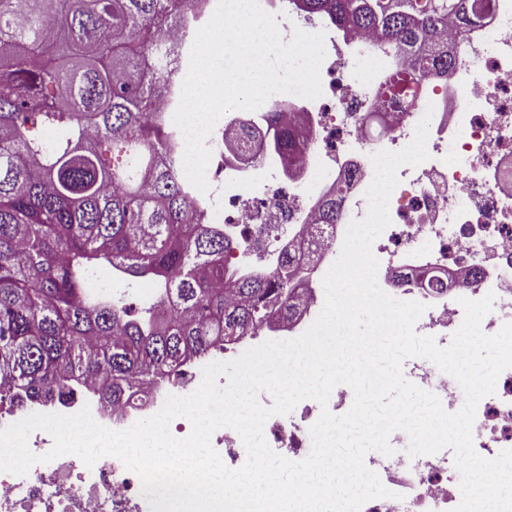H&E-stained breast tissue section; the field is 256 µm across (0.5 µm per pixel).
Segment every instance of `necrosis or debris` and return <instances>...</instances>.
Instances as JSON below:
<instances>
[{
    "mask_svg": "<svg viewBox=\"0 0 512 512\" xmlns=\"http://www.w3.org/2000/svg\"><path fill=\"white\" fill-rule=\"evenodd\" d=\"M276 0H259L266 12L288 20L289 27L325 34L326 56L320 67L322 94L314 100L290 96L288 109L300 113L301 127L314 149L302 155L296 169L280 178L267 177L274 157L259 163L213 152L208 170L212 186L206 195L214 220L225 222L241 245L235 267L251 270L257 248L278 256L292 249L301 267L298 280L301 312L290 322L273 321L234 342L215 345L210 353L190 359L176 371L132 387L125 403L111 405L99 394L100 379L81 382L73 398L39 406L17 404L0 414V429L34 413L72 415L89 408L96 422L122 431L142 416L154 415L168 395L185 396L202 381V369L232 360L268 340L300 336L320 314L323 277L341 253L347 227L363 218L365 192L374 170L362 152L360 120L381 113L384 122L373 135L377 150L397 152L414 139L425 111H432L427 161L402 166L389 200L391 224L372 250L379 262L381 289L401 301H417L426 309L415 325L439 347L450 345L465 311L462 299L494 294L493 308L482 330L493 335L512 322V0H487L490 23L466 34L448 30L455 66L448 74L409 71L391 49L371 35L347 36L324 22H306L288 14ZM364 60L370 77L355 84L346 77L351 59ZM341 186L342 216L313 239L314 219L325 194ZM410 381L434 393L443 408L457 412L464 404L458 382L428 359L404 362ZM354 401L345 384L331 392L327 406L312 399L299 402L291 416H271L264 436L272 450H286L291 461L309 454V429L322 409L346 413ZM478 455L495 458L512 449V368L498 377L494 394L481 399L473 424ZM390 490L387 498L367 501L361 512H454L462 497L455 457L443 450L405 459L400 454H370L367 461ZM0 512H151L139 476L116 457L105 456L86 466L66 454L33 465L23 476L0 472Z\"/></svg>",
    "mask_w": 512,
    "mask_h": 512,
    "instance_id": "4bbe7bcc",
    "label": "necrosis or debris"
}]
</instances>
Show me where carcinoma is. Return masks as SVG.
<instances>
[{
    "mask_svg": "<svg viewBox=\"0 0 512 512\" xmlns=\"http://www.w3.org/2000/svg\"><path fill=\"white\" fill-rule=\"evenodd\" d=\"M313 22L377 31L395 55L447 71L446 50H427L426 31L467 29L471 0H403L388 12L372 0H288ZM205 0H0V405L18 395L71 393L103 377L107 401L125 385L149 384L216 341L246 336L294 312L296 256L261 275L227 265L236 243L208 222L205 198L183 173L171 112L178 74L157 39L191 34ZM276 108L256 127L231 130L234 148L290 165L308 138L284 129ZM56 133L52 145L34 135ZM341 217L336 191L323 223ZM113 270L160 288L135 312L88 288L92 271Z\"/></svg>",
    "mask_w": 512,
    "mask_h": 512,
    "instance_id": "1",
    "label": "carcinoma"
}]
</instances>
